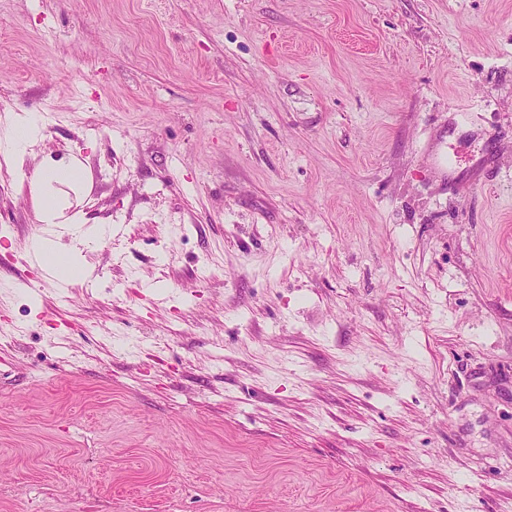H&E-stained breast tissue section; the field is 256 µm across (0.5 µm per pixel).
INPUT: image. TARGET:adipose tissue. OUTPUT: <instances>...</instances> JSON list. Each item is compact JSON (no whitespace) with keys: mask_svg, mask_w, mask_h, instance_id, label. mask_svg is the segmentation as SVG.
<instances>
[{"mask_svg":"<svg viewBox=\"0 0 512 512\" xmlns=\"http://www.w3.org/2000/svg\"><path fill=\"white\" fill-rule=\"evenodd\" d=\"M81 177L82 167L76 163L39 167L34 172V182L42 197L41 222L65 225L71 236L86 241L89 240L90 233L84 228L83 216L68 213V204L59 191L60 185L78 182Z\"/></svg>","mask_w":512,"mask_h":512,"instance_id":"ef3b65f1","label":"adipose tissue"}]
</instances>
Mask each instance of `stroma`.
I'll return each instance as SVG.
<instances>
[{"instance_id": "stroma-1", "label": "stroma", "mask_w": 512, "mask_h": 512, "mask_svg": "<svg viewBox=\"0 0 512 512\" xmlns=\"http://www.w3.org/2000/svg\"><path fill=\"white\" fill-rule=\"evenodd\" d=\"M0 512L512 504V0H5ZM73 158L87 275L35 283ZM40 125L36 116L25 114L17 117L14 125L6 138L7 145L2 147L16 159L23 161L28 154L29 146L38 138ZM82 167L77 163L66 165L37 167L34 172V182L42 197L40 221L43 224H66V231L77 240H90L92 236L84 229L86 224L80 213L66 215L69 205L60 195L56 185L76 183L82 177Z\"/></svg>"}]
</instances>
